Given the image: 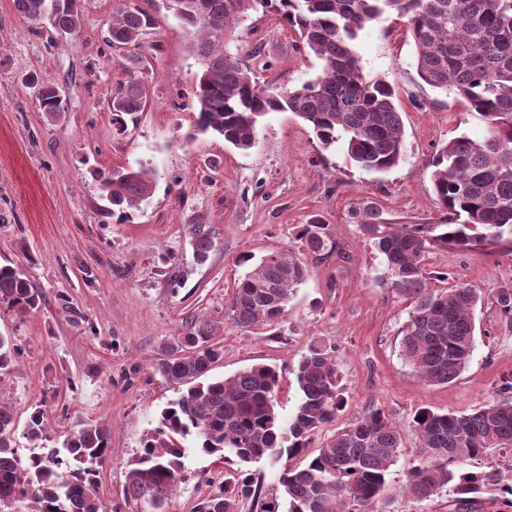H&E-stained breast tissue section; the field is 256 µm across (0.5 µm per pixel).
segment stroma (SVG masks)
<instances>
[{"label": "stroma", "instance_id": "1", "mask_svg": "<svg viewBox=\"0 0 512 512\" xmlns=\"http://www.w3.org/2000/svg\"><path fill=\"white\" fill-rule=\"evenodd\" d=\"M114 0H81L82 24L70 35L29 30L13 0H0V265H20L43 294L24 316L0 306V334L14 338V368L0 376V401L25 423L32 406L48 416V437L62 441L84 422L109 429L111 453L97 491L112 512H140L125 495L129 463L161 409L177 396L153 369L161 345L185 321L206 318L224 349L213 373L230 376L257 363L281 368L277 411L298 404L294 368L310 340L330 347L347 405L335 425L318 431L321 448L336 427L380 408L401 428L403 447L384 492L391 512H454L441 493L417 502L403 492L421 457L410 427L422 407L466 412L501 400L512 381V319L492 297L512 283V243L466 252L430 253L429 288L466 284L483 295L475 312L476 344L458 378L443 385L420 379L400 354L408 299L386 288L382 255L364 225L394 228L447 223L432 193V158L451 139L486 133L483 118L455 93L419 86L415 47L389 14L369 23L355 50L364 74L396 91L405 129L404 156L387 172L356 166L342 146L323 148L289 112L265 115L254 146L239 151L222 137L193 135L200 65L183 25L155 0V25L141 39L143 112L118 126L108 102L125 81V59L105 37ZM280 16L250 12L227 50L265 86L292 89L317 77L321 64L297 47ZM60 88L68 109L59 119L40 112L27 73ZM144 167L154 193L128 217H104L93 170ZM327 225L339 252L308 260V277L275 327H236L225 308L253 259L298 249L302 225ZM205 225L214 247L194 257V229ZM72 303L74 313L64 310ZM186 479L169 512H195L224 483L225 467L190 452Z\"/></svg>", "mask_w": 512, "mask_h": 512}]
</instances>
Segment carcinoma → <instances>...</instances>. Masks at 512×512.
Instances as JSON below:
<instances>
[{
    "mask_svg": "<svg viewBox=\"0 0 512 512\" xmlns=\"http://www.w3.org/2000/svg\"><path fill=\"white\" fill-rule=\"evenodd\" d=\"M107 42L130 54L138 49L154 17L143 6L150 0H119ZM16 13L37 30L43 11L51 26L72 33L81 27L78 0H13ZM168 9L189 29L202 73L194 92L195 131L213 133L240 151L255 141L260 118L291 112L329 147L343 142L351 161L382 172L403 158L405 130L393 89L363 73L354 44L364 27L395 11L406 18L416 48L421 83L460 96L479 113L486 135L463 134L440 147L432 161V192L450 214L442 232L431 235L424 224L381 232L365 224L386 260V284L412 304L402 327L400 352L413 372L430 384H447L466 368L476 343L475 310L481 296L458 284L445 292L428 287L424 261L435 250L468 251L512 233V0H167ZM275 10L299 36L300 48L321 61V73L295 89L263 86L251 69L226 49L248 11ZM40 111L59 117L67 111L59 88L41 84ZM146 94L136 72L112 92L110 111L117 120L144 110ZM112 213L125 215L150 198L153 181L140 167L100 179ZM302 249L272 252L244 274L227 304L225 316L240 328L278 325L288 302L306 279L304 257L323 260L337 251L327 225L305 224ZM212 237L195 228L194 253L207 260ZM499 310L512 318V284L496 289ZM42 293L18 265L0 266V304L18 315L40 308ZM216 327L190 320L162 345L155 371L182 389L165 407L158 425L142 439L141 452L126 474V495L152 512L167 506L185 480L187 440L216 461L234 466L224 487L204 498L196 512H237L244 499L258 501L260 512H387L381 499L387 477L402 447L399 426L376 408L338 429L315 454L296 465L286 463L278 482L283 496L262 495L244 465L277 448L292 458L303 455L311 436L336 421L346 406L336 361L326 345L311 341L295 371L298 404L282 420L276 406L278 370L255 364L220 379L209 372L224 349L214 341ZM18 355L14 338L0 334V371ZM412 428L423 449L410 471L404 492L415 501L443 490L453 494L456 512H469L479 495L509 496L512 482L492 468L473 472L464 462L491 449L512 455V400L482 405L470 413L418 409ZM16 418L0 402V512H109L97 491L99 468L110 453L109 430L84 423L58 448L33 452L22 462L15 444ZM34 448L47 440V414L33 408L24 425Z\"/></svg>",
    "mask_w": 512,
    "mask_h": 512,
    "instance_id": "1",
    "label": "carcinoma"
}]
</instances>
